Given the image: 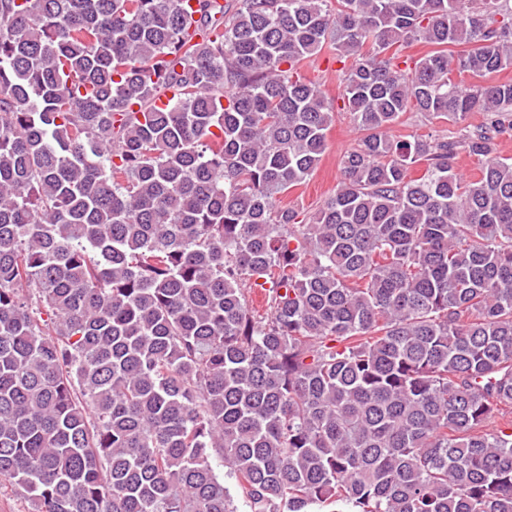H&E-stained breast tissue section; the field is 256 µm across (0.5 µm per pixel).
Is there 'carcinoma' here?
Wrapping results in <instances>:
<instances>
[{
    "label": "carcinoma",
    "mask_w": 512,
    "mask_h": 512,
    "mask_svg": "<svg viewBox=\"0 0 512 512\" xmlns=\"http://www.w3.org/2000/svg\"><path fill=\"white\" fill-rule=\"evenodd\" d=\"M326 48L340 108L298 73ZM511 67L509 0H0V490L512 512ZM341 110L363 137L304 221L275 199ZM486 121L485 112H471L467 119L461 123H453L446 120L426 122L418 113L408 112L399 123L390 130L389 134L404 139H412L410 135L432 133L436 136H457L464 127H477Z\"/></svg>",
    "instance_id": "1"
}]
</instances>
